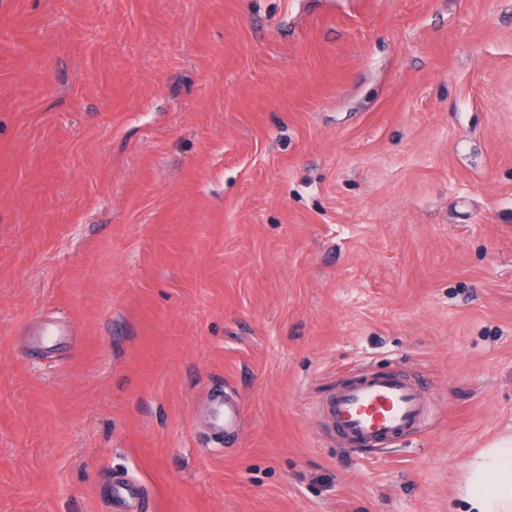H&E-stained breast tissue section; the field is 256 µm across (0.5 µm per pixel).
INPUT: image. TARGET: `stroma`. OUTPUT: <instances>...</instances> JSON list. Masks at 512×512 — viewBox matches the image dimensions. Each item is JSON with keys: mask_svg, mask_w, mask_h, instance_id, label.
Segmentation results:
<instances>
[{"mask_svg": "<svg viewBox=\"0 0 512 512\" xmlns=\"http://www.w3.org/2000/svg\"><path fill=\"white\" fill-rule=\"evenodd\" d=\"M403 363L418 436L326 434ZM507 434L512 0H0V512H457ZM207 396L212 408L211 427L215 435V443L224 444V441L235 438L239 434L243 405L236 398L222 392L212 391ZM111 504L113 512L145 510L143 492L130 482H116L113 484Z\"/></svg>", "mask_w": 512, "mask_h": 512, "instance_id": "obj_1", "label": "stroma"}]
</instances>
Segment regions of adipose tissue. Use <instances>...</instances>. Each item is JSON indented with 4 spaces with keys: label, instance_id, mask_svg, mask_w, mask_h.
Masks as SVG:
<instances>
[{
    "label": "adipose tissue",
    "instance_id": "adipose-tissue-1",
    "mask_svg": "<svg viewBox=\"0 0 512 512\" xmlns=\"http://www.w3.org/2000/svg\"><path fill=\"white\" fill-rule=\"evenodd\" d=\"M463 512H512V437L482 449L464 464Z\"/></svg>",
    "mask_w": 512,
    "mask_h": 512
}]
</instances>
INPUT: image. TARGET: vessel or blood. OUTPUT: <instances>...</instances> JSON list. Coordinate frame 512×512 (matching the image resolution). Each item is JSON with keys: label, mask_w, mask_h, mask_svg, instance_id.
Returning a JSON list of instances; mask_svg holds the SVG:
<instances>
[{"label": "vessel or blood", "mask_w": 512, "mask_h": 512, "mask_svg": "<svg viewBox=\"0 0 512 512\" xmlns=\"http://www.w3.org/2000/svg\"><path fill=\"white\" fill-rule=\"evenodd\" d=\"M212 432L217 443L237 437L243 418L239 400L212 391ZM323 414L330 434L353 448L386 449L419 432L431 417L421 381L403 368L363 367L348 375L329 397ZM143 492L129 482L112 486V512H143Z\"/></svg>", "instance_id": "1"}]
</instances>
